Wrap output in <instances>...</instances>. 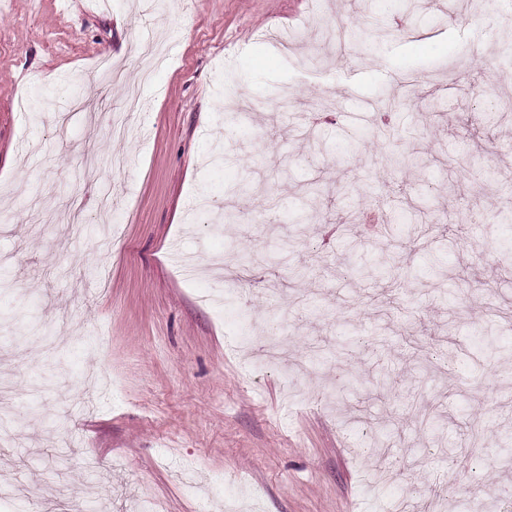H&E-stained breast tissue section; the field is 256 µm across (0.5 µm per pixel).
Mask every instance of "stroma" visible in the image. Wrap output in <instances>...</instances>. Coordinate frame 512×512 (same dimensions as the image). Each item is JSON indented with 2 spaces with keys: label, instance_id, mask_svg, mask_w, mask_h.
I'll return each mask as SVG.
<instances>
[{
  "label": "stroma",
  "instance_id": "obj_1",
  "mask_svg": "<svg viewBox=\"0 0 512 512\" xmlns=\"http://www.w3.org/2000/svg\"><path fill=\"white\" fill-rule=\"evenodd\" d=\"M511 22L512 0H0V377L20 440L0 483L26 486L0 512H233L256 489L262 512H419L437 482L451 512H512V465L466 442L479 415L512 436ZM103 52L138 108L101 84ZM288 91L298 110L276 112ZM415 151L434 159L418 179L382 162ZM212 199L252 213L247 234L197 213ZM390 206L426 231L397 224L384 266L360 229ZM274 317L286 356L250 371ZM418 399L466 469L427 447ZM384 463L395 485L369 487Z\"/></svg>",
  "mask_w": 512,
  "mask_h": 512
}]
</instances>
